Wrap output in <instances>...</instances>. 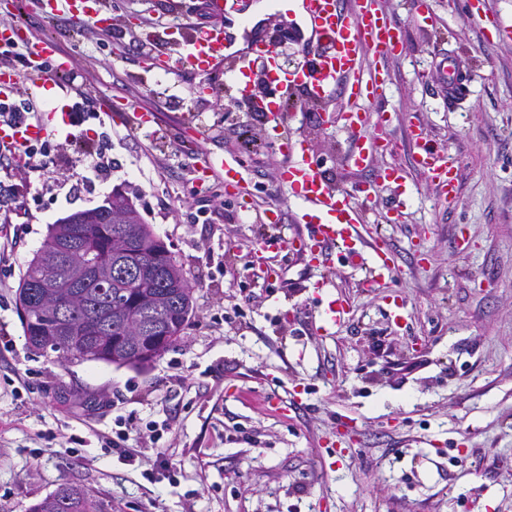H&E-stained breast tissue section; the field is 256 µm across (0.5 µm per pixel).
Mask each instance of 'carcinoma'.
Segmentation results:
<instances>
[{
    "instance_id": "obj_1",
    "label": "carcinoma",
    "mask_w": 512,
    "mask_h": 512,
    "mask_svg": "<svg viewBox=\"0 0 512 512\" xmlns=\"http://www.w3.org/2000/svg\"><path fill=\"white\" fill-rule=\"evenodd\" d=\"M48 226L40 248L23 273L18 289L20 321L29 345L58 354L63 362H104L140 367L138 346L131 342L127 323L146 329L159 339L161 356L176 345L194 312L193 293H184L180 278L183 266L168 256L165 244L149 225L139 222L129 234V247L119 251L114 240L116 225L103 217L100 208L77 211ZM79 239L83 249L76 256L79 277L50 260L70 241ZM143 269L140 279L114 278L102 285L97 270L114 266ZM60 285V298L67 305L70 321L57 322L39 307V285L48 277ZM28 512H112V498L86 488L64 483L28 508Z\"/></svg>"
}]
</instances>
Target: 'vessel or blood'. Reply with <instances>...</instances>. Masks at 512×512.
<instances>
[{
  "instance_id": "obj_1",
  "label": "vessel or blood",
  "mask_w": 512,
  "mask_h": 512,
  "mask_svg": "<svg viewBox=\"0 0 512 512\" xmlns=\"http://www.w3.org/2000/svg\"><path fill=\"white\" fill-rule=\"evenodd\" d=\"M67 3L68 15L76 21H90L104 27L110 25L112 16L104 0H38L45 16L57 14L60 3ZM244 0H207V9L213 25L192 28L182 26L180 41L168 54L164 69L168 72H190L207 79L215 72H223L226 90L235 97L246 99L252 92L257 77H264L281 94L278 109H286L294 95L303 101L329 102L335 94L347 92L348 107L337 112L336 122L353 138L355 146L351 155L354 167L370 166L375 144L362 141V114L367 105L386 95V85L378 70L364 69L361 57L372 52L380 57L392 58L403 52L405 33L401 26L378 12L375 0H353L351 12H344L339 0H277L286 11L297 12L309 29V36L295 35L294 42L307 63L296 70L281 69L268 52L267 39H259L249 47H238L237 38L226 31L224 14L239 11ZM29 68L20 71L9 65H0V99L13 95L24 78L47 85L50 72L66 69L55 41L41 39L30 48ZM50 65V72H43V65ZM54 113L39 111L34 119L22 122H0V145L16 148L37 143L48 137ZM282 162L278 181L288 187L300 204L298 223L311 225L314 239L302 236L285 238L268 236L253 252L257 263H264L270 251L305 250L310 260H329L334 247H341L349 258H357L363 247L355 227L363 223L364 214L358 199L368 198L378 187L395 185L399 197H406L407 186L399 168L382 167L377 171L375 183L364 188L340 192L319 170L301 139L290 133L285 120H276L272 127ZM410 142L419 154V164L427 173L438 195L454 199L457 192L455 163L452 158L440 156L432 148L427 131L414 126ZM196 170L200 177H221L226 189L245 194L246 185L239 160L232 155L211 151L206 154ZM372 263L365 280L366 287H378L391 271V251L386 243L376 242ZM346 315L342 297L334 296L322 307L317 316V329L322 334H334Z\"/></svg>"
}]
</instances>
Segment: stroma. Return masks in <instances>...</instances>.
Listing matches in <instances>:
<instances>
[{
	"label": "stroma",
	"instance_id": "stroma-1",
	"mask_svg": "<svg viewBox=\"0 0 512 512\" xmlns=\"http://www.w3.org/2000/svg\"><path fill=\"white\" fill-rule=\"evenodd\" d=\"M378 0L400 22L403 55L388 73L368 139L387 143L371 168L347 165L351 138L321 124L324 106L288 111L335 187L404 168L367 201L364 231L392 249L381 287L371 261L336 260L328 277L348 301L334 335L315 327L321 274L292 253L267 277L251 264L268 235L300 232L297 202L278 185L279 152L265 118L196 139L185 75L160 63L172 0H108L112 26L71 29L32 0H0V27L55 40L70 58L57 108L89 111L73 144L48 136L43 171L0 166V512H27L63 483L112 499V512H512V0ZM154 112L155 134L129 130L101 103ZM422 123L458 162L460 195L438 197L406 143ZM111 138L112 178L72 192L84 140ZM236 156L250 196L194 181L197 159ZM121 190L181 264L195 313L181 341L143 369L63 363L30 347L16 310L19 279L49 224ZM277 216L274 224L264 215ZM402 319H394V309ZM94 405H87V398ZM129 438L117 441V430Z\"/></svg>",
	"mask_w": 512,
	"mask_h": 512
}]
</instances>
